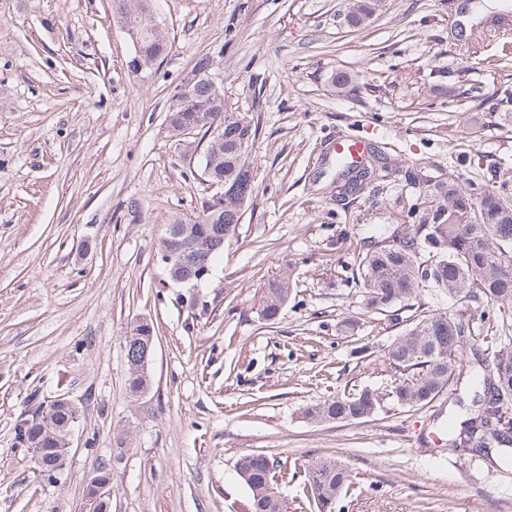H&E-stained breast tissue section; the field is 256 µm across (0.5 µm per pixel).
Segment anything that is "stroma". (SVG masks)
I'll return each mask as SVG.
<instances>
[{"instance_id":"35a3bbf8","label":"stroma","mask_w":512,"mask_h":512,"mask_svg":"<svg viewBox=\"0 0 512 512\" xmlns=\"http://www.w3.org/2000/svg\"><path fill=\"white\" fill-rule=\"evenodd\" d=\"M158 0L168 53L146 71L109 0H0V512H80L100 466L110 512H245L238 459L339 458L361 495L341 512H512V470L441 439L467 416V376L493 358L470 325L447 396L359 421L304 407L389 389L384 352L406 327L367 311L351 279L372 225L397 226L429 185L512 186V0ZM212 53L227 111L254 120L255 190L199 287L173 283L162 226L216 192L172 138L166 109ZM349 72V91L329 77ZM381 150L385 176L336 196L338 142ZM481 155L478 165L469 164ZM136 212H129L130 203ZM292 290L263 319L268 280ZM154 327L150 385L130 394L124 338ZM80 406L67 466L38 473L16 436L39 403Z\"/></svg>"}]
</instances>
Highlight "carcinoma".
<instances>
[{
	"instance_id": "obj_1",
	"label": "carcinoma",
	"mask_w": 512,
	"mask_h": 512,
	"mask_svg": "<svg viewBox=\"0 0 512 512\" xmlns=\"http://www.w3.org/2000/svg\"><path fill=\"white\" fill-rule=\"evenodd\" d=\"M113 20L138 34L133 70L153 67L168 50L159 23L152 22L156 0H110ZM373 0H353L347 22L353 27L366 23L374 11ZM168 128L185 142L195 132L210 135L201 155L202 174L213 184L227 186L223 206H203L197 222L183 225L175 215L163 225L159 250L166 251L183 240L182 232L197 240L194 260L212 266L224 254V241L234 235L242 217V203L253 193L254 175L248 154L237 150L245 136L256 139L258 128L244 117L224 108V93L216 92L204 78L186 85L181 96L171 98L167 108ZM339 174L349 176L344 189L360 191L364 181L350 178L351 162L338 155ZM512 190L507 184L489 187L474 183L468 191L450 181L425 192L410 204L404 223L389 235L371 236L368 249L358 254L360 287L366 294V307L375 313L391 312L406 304L413 309L409 326L394 338L384 354V362L398 373L391 389L378 392L362 389L336 394L306 406L302 417L311 422L355 421L373 417L390 402L400 408L427 405L450 389L462 356V336L469 323L456 314L428 313L411 301L429 291L466 304L469 319H486L469 303L484 301L497 306L494 320L499 335L492 337L499 350L493 360L477 359L478 369L471 376L476 389L468 418L457 421L448 415V443L466 444L493 464H512V426L500 425L512 405ZM291 290L290 278H274L265 285L261 314L272 320L281 312ZM125 357L130 369L128 388L137 394L150 381L138 371L144 346L136 335L125 336ZM70 410L64 405L47 404V423L24 419L17 425V438L51 450L52 435L62 432ZM293 469L302 473L297 497L316 512H336L341 497L362 490L348 468L332 459L305 462ZM238 475L249 491L247 512H284L278 485L288 475L287 467L264 454H248L237 463Z\"/></svg>"
}]
</instances>
